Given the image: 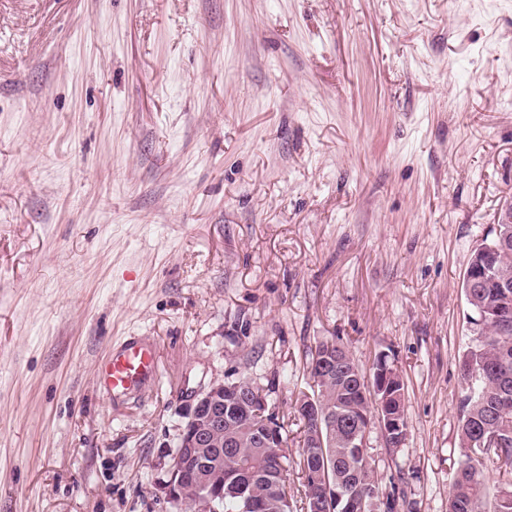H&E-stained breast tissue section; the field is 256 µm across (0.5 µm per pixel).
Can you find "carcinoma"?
I'll return each mask as SVG.
<instances>
[{
  "label": "carcinoma",
  "mask_w": 512,
  "mask_h": 512,
  "mask_svg": "<svg viewBox=\"0 0 512 512\" xmlns=\"http://www.w3.org/2000/svg\"><path fill=\"white\" fill-rule=\"evenodd\" d=\"M463 290L474 313L470 323L475 340L464 359L469 379L459 401L460 447L477 449L496 435L504 447L498 453L485 454L481 460L464 454L448 498V512H512V483L499 486L493 494L483 470L486 460L503 473L512 474V316L506 319L499 312V304L508 296L512 298V288L503 290L489 281L479 288L466 282ZM331 351L336 353V373L327 380L316 381L317 392L311 398L331 417L329 422L322 421L323 447H311L312 425L299 418L302 485L307 489L313 484L309 472L314 471L320 482L345 489L342 501L327 504L328 512H347V497L352 494L374 500L373 512H399L404 491L393 483L382 488L370 458L352 447L348 435L364 423L363 415L373 413L372 406L378 400L385 424L397 420L401 425L400 430L385 435L388 446L399 447L406 436L404 382L387 356L380 355L371 368L373 384L366 386V370L336 340L319 342L311 352L310 364ZM234 435V455L221 456L216 448H203L201 453L216 463H224V474L233 473L238 481L252 486L251 512H291L285 480L280 477L270 450L255 441L252 423L241 422ZM210 512H244V503L226 497L213 501Z\"/></svg>",
  "instance_id": "cac0c4a2"
}]
</instances>
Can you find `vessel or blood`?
Instances as JSON below:
<instances>
[{
  "label": "vessel or blood",
  "mask_w": 512,
  "mask_h": 512,
  "mask_svg": "<svg viewBox=\"0 0 512 512\" xmlns=\"http://www.w3.org/2000/svg\"><path fill=\"white\" fill-rule=\"evenodd\" d=\"M156 374L153 347L137 339L113 347L107 359L99 363L95 370L100 388L112 397L139 389L154 380Z\"/></svg>",
  "instance_id": "b4317fda"
}]
</instances>
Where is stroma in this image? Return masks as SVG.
<instances>
[{
    "mask_svg": "<svg viewBox=\"0 0 512 512\" xmlns=\"http://www.w3.org/2000/svg\"><path fill=\"white\" fill-rule=\"evenodd\" d=\"M512 211V0H0V512H191L184 412L252 378L288 436L310 352L385 353L401 512L463 459L462 282ZM136 336L158 375L97 364ZM153 347L141 340H127L112 348L106 360L95 370L97 383L107 395H125L151 380L157 374Z\"/></svg>",
    "mask_w": 512,
    "mask_h": 512,
    "instance_id": "stroma-1",
    "label": "stroma"
}]
</instances>
